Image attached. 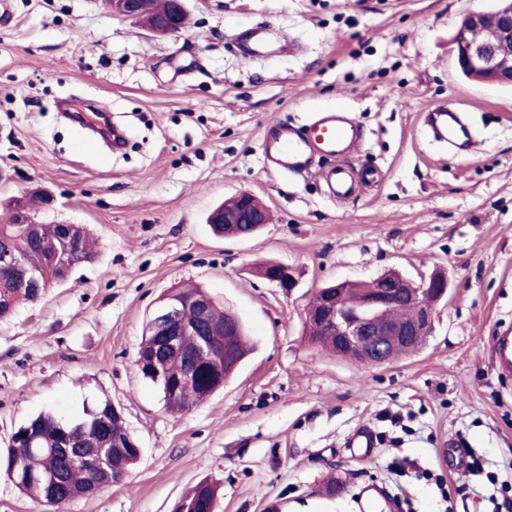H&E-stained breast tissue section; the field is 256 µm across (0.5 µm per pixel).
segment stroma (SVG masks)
Returning a JSON list of instances; mask_svg holds the SVG:
<instances>
[{"label": "stroma", "instance_id": "obj_1", "mask_svg": "<svg viewBox=\"0 0 512 512\" xmlns=\"http://www.w3.org/2000/svg\"><path fill=\"white\" fill-rule=\"evenodd\" d=\"M9 2L0 208L48 195L38 221L82 225L95 257L0 319V452L32 416L74 420L107 400L142 454L123 484L52 511L0 473V512H173L203 481L219 487L218 512H360L372 484L387 491L375 512H493L512 497V377L492 366V338L512 325V87L466 79L453 55L463 16L493 0H186V27L167 37L101 0ZM249 22L300 52L245 56L234 40ZM65 99L109 108L125 148L83 149ZM438 104L475 128L469 153L426 134ZM336 106L364 134L350 165L380 177L345 203L319 174L272 171L260 148L268 122ZM243 190L270 224L214 235L209 213ZM266 261L291 268L292 294L255 274ZM389 269L448 276L424 346L373 368L312 341L316 288ZM183 284L236 312L253 349L223 389L174 414L136 357L149 313ZM362 424L379 437L368 459L344 446ZM452 437L479 470L449 468Z\"/></svg>", "mask_w": 512, "mask_h": 512}]
</instances>
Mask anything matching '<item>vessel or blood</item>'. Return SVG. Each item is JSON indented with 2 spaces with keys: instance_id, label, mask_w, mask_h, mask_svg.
<instances>
[{
  "instance_id": "1",
  "label": "vessel or blood",
  "mask_w": 512,
  "mask_h": 512,
  "mask_svg": "<svg viewBox=\"0 0 512 512\" xmlns=\"http://www.w3.org/2000/svg\"><path fill=\"white\" fill-rule=\"evenodd\" d=\"M272 42V29L265 24H255L240 29L236 44L243 52L263 57L268 53ZM81 124L94 128L96 138L88 140L87 150H96L100 140H111L113 146H121L123 134L113 125L109 114L79 112L75 115ZM424 121L436 138L449 144H464L472 148L473 138L458 112L438 106L429 110ZM363 138V132L353 113L345 108L336 107L313 112L309 121L303 125L288 122H274L264 131L261 148L268 167L277 172L294 175L308 174L314 158H322L326 165L320 176L329 194L336 199L351 197L360 185L374 182L375 173L365 168L354 170L345 160L352 155ZM496 354V368L500 371L512 369V333L502 332L493 340ZM346 447L358 456L370 457L376 446L374 430L366 425L358 426L348 436Z\"/></svg>"
}]
</instances>
